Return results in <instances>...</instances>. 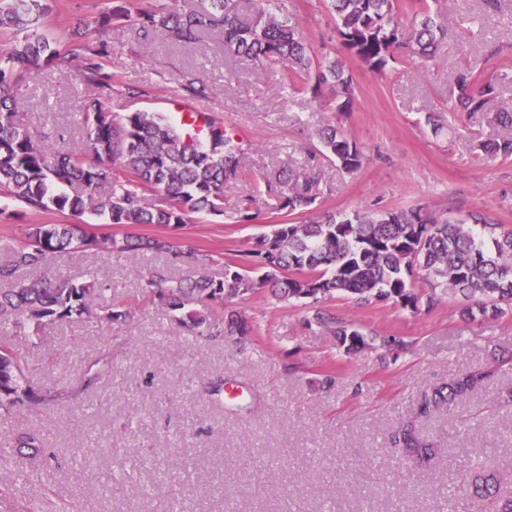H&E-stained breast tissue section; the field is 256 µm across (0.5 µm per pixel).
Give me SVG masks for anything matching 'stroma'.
Here are the masks:
<instances>
[{
  "mask_svg": "<svg viewBox=\"0 0 512 512\" xmlns=\"http://www.w3.org/2000/svg\"><path fill=\"white\" fill-rule=\"evenodd\" d=\"M135 2L54 0L45 29L63 49L77 29L83 40L105 45L113 85L106 105L115 116L173 114L186 76L207 84V98L194 101V109L221 115L247 150L243 175L224 185L223 215H199L178 227H129L10 201L0 214V246L35 224L77 222L100 237L189 242L210 256L207 275L222 279L231 253L289 219L260 178L306 166L316 131L329 123L343 126L367 160L352 175L327 161L317 166L321 209L479 210L512 228V158H490L475 147L498 138L500 127L485 114L451 109L454 71L469 68L487 78L512 63V0H502L496 12L485 11L481 0H445L450 35L426 75L401 55L384 71L370 70L343 46L327 0H288L313 55L342 60L353 77V108L342 116L330 92L317 99L295 92L282 67L254 70L225 53L220 36L185 48L161 35L144 39L123 17L98 26L101 13ZM18 99L31 131L55 148H75L71 132L84 101L76 61L65 57L31 71ZM432 112L440 131L426 122ZM155 263L149 255L108 251L51 259L49 274L79 282L88 268L98 269L132 317L120 326L93 320L15 336L28 377L68 399L0 412V445L34 429L56 456L48 466L0 462V512H57L67 502L78 512H164L179 487L186 512H437V498L451 492L457 470L487 453L512 480V407L498 401L499 390L512 385V305L493 318L466 320L464 300L452 293L413 312L339 295L315 307L288 304L261 290L230 304L252 326L240 341L191 334L144 298ZM319 312L366 334L401 337L407 349L396 359L374 349L346 354L313 324ZM103 356L109 376L97 391H80V374ZM478 368L494 370V383L418 423L437 450L431 467L402 465L389 433L412 415L424 391ZM219 376L239 392L220 407L204 393Z\"/></svg>",
  "mask_w": 512,
  "mask_h": 512,
  "instance_id": "stroma-1",
  "label": "stroma"
}]
</instances>
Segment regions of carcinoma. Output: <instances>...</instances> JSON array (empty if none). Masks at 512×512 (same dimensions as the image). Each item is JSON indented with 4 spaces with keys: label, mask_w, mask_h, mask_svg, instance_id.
Here are the masks:
<instances>
[{
    "label": "carcinoma",
    "mask_w": 512,
    "mask_h": 512,
    "mask_svg": "<svg viewBox=\"0 0 512 512\" xmlns=\"http://www.w3.org/2000/svg\"><path fill=\"white\" fill-rule=\"evenodd\" d=\"M284 0H255L243 17L239 0H211L202 11L178 12L165 6L141 5L126 14L147 37L158 30L185 45H194L214 31L224 36V50L258 69L282 66L288 80L314 76L300 91L321 96L333 91L335 110L347 112L353 99V79L339 59L321 61L310 53L296 22L284 13ZM336 27L349 54L381 72L394 53L428 69L447 38V27L431 10L429 0H330ZM51 9L48 0H8L0 7V197L18 201L35 211L55 210L81 215L91 212L110 224L181 225L195 215H224V182L242 171L245 148L224 127L223 119L190 112L181 122L158 112L137 110L115 119L105 105L112 92V76L105 73L102 49L80 42L70 50L78 60L86 87L82 112L83 137L79 149L61 152L34 136L17 120L13 94L31 69L49 66L61 56L59 46L43 31ZM512 80L504 70L483 78L464 68L453 78L454 112H482L502 133L482 141L478 149L491 158L512 157V108H496L501 83ZM319 154L353 174L367 156L342 128L318 130ZM95 155L87 164L81 156ZM264 189L282 208L305 220L274 224L257 238L243 258L224 262V279L200 276L170 284L165 268L150 272L147 297L155 305L183 312L180 323L208 336L250 335L251 325L224 303L269 289L280 301L318 304L347 295L359 304L391 302L418 309L431 306L436 290L468 301L462 313L474 309L502 312L512 304V229L491 223L482 212L452 216L423 206L351 213L322 211L317 206L314 176L304 168L283 167L264 179ZM161 195L152 203L147 193ZM9 258L0 261V327L38 329L46 324H71L91 317L120 325L130 311L112 301L111 285L65 278L30 281L22 273L40 270L50 255L69 250L101 249L117 253L150 251L183 263L202 264L195 249L171 238L127 235L98 238L81 224H38L25 236L6 245ZM431 287L422 296L412 287L414 270ZM316 322L337 338L348 354L372 347L350 325L320 314ZM26 361L10 340L0 337V409L40 405L49 395L25 382ZM493 372L463 373L448 384L424 392L414 416L402 423L389 443L405 459L427 465L434 448L420 439L415 422L441 406L469 398L489 382ZM14 451L30 459L44 457L42 434H15ZM458 490L491 503L493 512H512V490L490 464L483 463L456 479Z\"/></svg>",
    "instance_id": "carcinoma-1"
}]
</instances>
